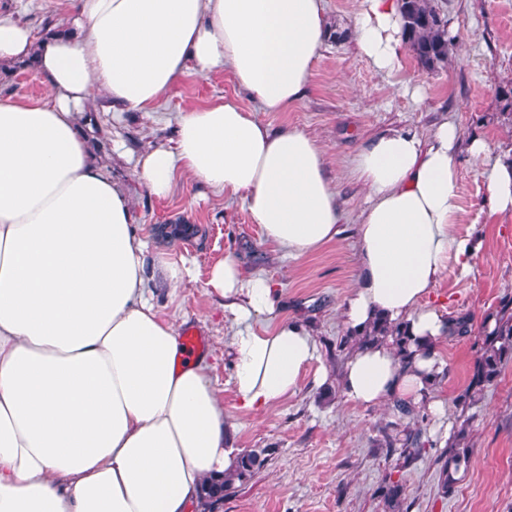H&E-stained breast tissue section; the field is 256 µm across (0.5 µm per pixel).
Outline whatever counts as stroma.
Wrapping results in <instances>:
<instances>
[{
    "label": "stroma",
    "mask_w": 512,
    "mask_h": 512,
    "mask_svg": "<svg viewBox=\"0 0 512 512\" xmlns=\"http://www.w3.org/2000/svg\"><path fill=\"white\" fill-rule=\"evenodd\" d=\"M434 3L457 36L447 66L434 72L423 70L408 52L393 74L379 71L355 46L350 28L355 0H326L338 35L328 39L305 96L288 111L256 110L229 72H191L166 92L157 109L126 112L117 119L108 103L97 98L78 118L90 140L106 141L96 157L111 165L113 176L126 186L137 222L153 236L156 252L195 260L196 280L179 288V313L215 358L213 380L238 425L236 447L266 452L264 465L251 478L235 482L216 512H393L381 495L391 482L405 488L394 512H512V359L467 411L455 407L472 377L484 325L512 299V215L488 213L482 168L468 155H460L458 163L463 209L458 231L470 235L479 249L469 274L448 269L433 292L434 300L447 304L449 316L468 318L470 327L468 335L453 337L439 348L443 367L432 393L444 400V417L404 415L391 406L363 408L346 401L341 390L347 356L338 347L347 334L341 307L353 293L354 229L366 196L350 175L360 143L387 130L427 132L449 120L463 138H481L494 154L512 157V112L504 110L497 94L512 85V0ZM1 4L9 5L37 35L44 17L61 19L67 8L65 0ZM222 96L237 99L271 128L303 130L326 147L327 172L344 212L337 239L297 260H282L241 203L182 180L167 197L148 195L132 164L117 159L109 147L118 139L135 155L169 143L178 113ZM178 221L194 225L196 234L166 242L155 239L157 225ZM229 255L281 283L284 313L310 324L327 371L319 383L314 370H307L295 395L258 414L238 407L231 382V320L206 292L211 266ZM466 416L472 419L470 459L457 473L452 493L445 495L438 486V460L448 448L438 425L444 418L458 425ZM409 428L421 432L420 454L401 468L385 440L404 439Z\"/></svg>",
    "instance_id": "stroma-1"
}]
</instances>
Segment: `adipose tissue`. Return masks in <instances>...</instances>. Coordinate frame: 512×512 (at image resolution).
<instances>
[{"label": "adipose tissue", "instance_id": "obj_1", "mask_svg": "<svg viewBox=\"0 0 512 512\" xmlns=\"http://www.w3.org/2000/svg\"><path fill=\"white\" fill-rule=\"evenodd\" d=\"M352 23L362 55L380 71L399 68V0H358ZM64 27L38 40L0 14V65L34 57L48 86L44 100L0 97V512H201L204 484L237 468L236 424L213 358L187 352L177 314L156 303L162 291L176 299L195 262L152 252L77 118L96 96L116 112L151 110L190 71L231 72L261 111H288L330 21L324 0H68ZM463 152L483 168L489 213L512 214V161L452 122L380 133L353 158L367 196L342 322L359 334L385 319L419 345L404 361L389 338L353 348L341 377L349 402L444 411L431 388L454 320L430 296L477 251L457 231ZM134 167L156 197L181 178L240 201L284 258L339 233L325 148L231 98L180 113L175 141ZM206 285L234 324L241 408L294 395L319 354L306 323L281 318L280 283L228 257Z\"/></svg>", "mask_w": 512, "mask_h": 512}]
</instances>
